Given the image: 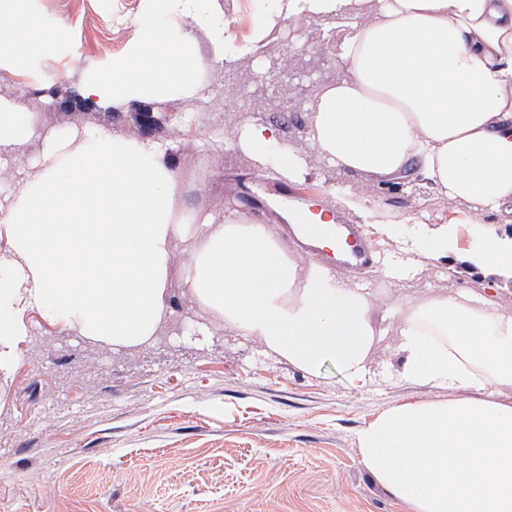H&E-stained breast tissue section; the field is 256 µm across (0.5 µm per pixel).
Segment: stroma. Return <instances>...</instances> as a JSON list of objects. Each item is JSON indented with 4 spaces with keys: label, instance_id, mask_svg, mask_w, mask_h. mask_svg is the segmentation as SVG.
<instances>
[{
    "label": "stroma",
    "instance_id": "obj_1",
    "mask_svg": "<svg viewBox=\"0 0 512 512\" xmlns=\"http://www.w3.org/2000/svg\"><path fill=\"white\" fill-rule=\"evenodd\" d=\"M224 24L226 55H208L210 33L193 32L213 95L208 102L174 97L134 101L109 111L53 107L51 83L77 81L97 59L122 54L141 33L134 23L144 0H34L46 22L67 25L59 55L15 74L0 72V98L22 99L47 132L106 128L125 137L171 145V164L190 200L223 218L236 182L252 179L246 158L224 151L225 129L254 118L279 124L289 145L306 148L304 103L319 81L342 69L325 67L305 80L298 108L233 111L224 73L239 84L256 77L258 59L241 55L266 0H234ZM157 123L142 129L138 115ZM346 174L309 158L292 188L331 204ZM374 215L345 212L363 225L382 263L345 273L363 283L376 311L398 301L418 303L431 292L480 291L481 274L468 257L484 243L465 204L443 202L429 185L393 184L377 196ZM417 208L430 228L448 226L447 262L422 261L411 278L384 274L398 256L397 241L379 222ZM31 340L9 377L0 376V512H408L364 467L357 433L386 409L436 398V391L396 380L402 368L395 336L375 347L367 379L327 362L314 373L265 354L261 345L217 325L205 345L184 338L119 353L84 342L39 313H31Z\"/></svg>",
    "mask_w": 512,
    "mask_h": 512
}]
</instances>
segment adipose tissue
<instances>
[{
  "instance_id": "ef3b65f1",
  "label": "adipose tissue",
  "mask_w": 512,
  "mask_h": 512,
  "mask_svg": "<svg viewBox=\"0 0 512 512\" xmlns=\"http://www.w3.org/2000/svg\"><path fill=\"white\" fill-rule=\"evenodd\" d=\"M315 18L347 73L306 103L307 146L352 176L333 206L358 214L376 190L401 181L432 185L468 203L472 221L512 224V0H273L254 32ZM217 0H145L140 40L84 69L74 89L101 108L170 97L207 101L192 28L212 34L224 58ZM62 23L45 24L31 0H0V71L57 54ZM44 141L33 175L0 204V374L10 375L31 339L29 312L115 351L150 347L171 317L174 288L204 316L308 372L334 362L364 377L379 336L366 286L347 287L319 260L287 243L284 226L242 211L215 221L179 205L169 149L104 130L39 135L34 117L0 100V150ZM225 149L301 177L306 161L274 125L248 120ZM187 261L173 275L171 256ZM480 296L434 293L396 304L402 379L439 398L391 407L357 435L364 467L409 512H512V316L499 313L495 275L512 271V241L488 234L472 258ZM486 390L482 399L468 395Z\"/></svg>"
}]
</instances>
